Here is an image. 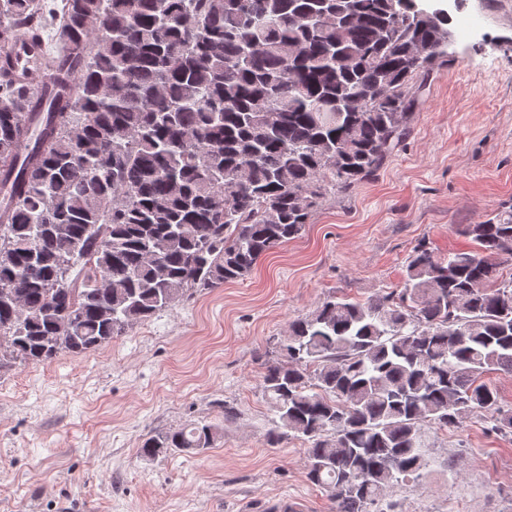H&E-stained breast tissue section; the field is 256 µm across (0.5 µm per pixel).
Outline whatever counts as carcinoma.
I'll return each mask as SVG.
<instances>
[{
    "mask_svg": "<svg viewBox=\"0 0 512 512\" xmlns=\"http://www.w3.org/2000/svg\"><path fill=\"white\" fill-rule=\"evenodd\" d=\"M450 21L415 0H0V371L85 353L189 293L245 278L331 189L409 133L415 48ZM221 197L223 204H215ZM414 248L399 288L289 323L264 392L334 512H396L421 426L474 411L512 434L483 376L512 373V212ZM81 267V280L71 271ZM216 427L145 438L207 448Z\"/></svg>",
    "mask_w": 512,
    "mask_h": 512,
    "instance_id": "obj_1",
    "label": "carcinoma"
}]
</instances>
